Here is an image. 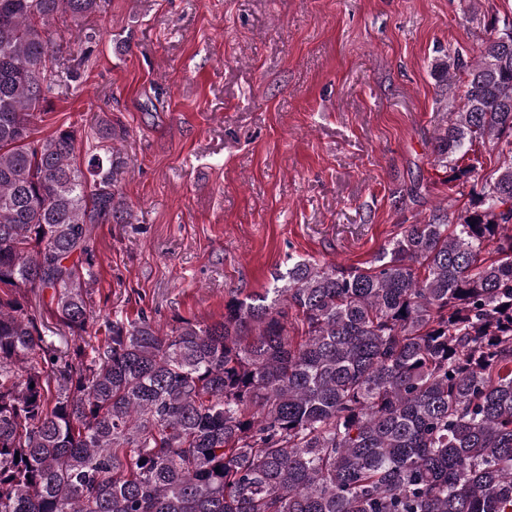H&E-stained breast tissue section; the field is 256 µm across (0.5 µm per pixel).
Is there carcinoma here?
Segmentation results:
<instances>
[{
	"instance_id": "cac0c4a2",
	"label": "carcinoma",
	"mask_w": 512,
	"mask_h": 512,
	"mask_svg": "<svg viewBox=\"0 0 512 512\" xmlns=\"http://www.w3.org/2000/svg\"><path fill=\"white\" fill-rule=\"evenodd\" d=\"M104 2L0 0V512H512V21L438 70L464 76L434 145L448 191L481 181L464 213L368 268L290 257L219 321L99 339L88 225L128 221L123 161L106 121L85 171L73 129L34 124L62 79L47 23Z\"/></svg>"
}]
</instances>
